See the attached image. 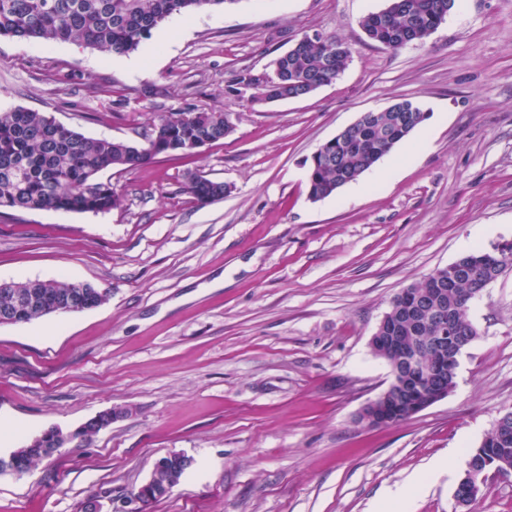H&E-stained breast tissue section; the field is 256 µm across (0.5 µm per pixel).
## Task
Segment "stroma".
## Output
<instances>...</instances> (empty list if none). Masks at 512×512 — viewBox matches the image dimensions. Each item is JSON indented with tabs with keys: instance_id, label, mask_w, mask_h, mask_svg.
<instances>
[{
	"instance_id": "1",
	"label": "stroma",
	"mask_w": 512,
	"mask_h": 512,
	"mask_svg": "<svg viewBox=\"0 0 512 512\" xmlns=\"http://www.w3.org/2000/svg\"><path fill=\"white\" fill-rule=\"evenodd\" d=\"M384 0H238L155 30L131 52L145 70L73 42L0 39V111L24 107L85 136L145 145L150 119L187 108L235 130L194 157L109 172L105 213L0 216V280L63 279L106 304L0 326V414L17 445L126 415L26 474H0V512H102L172 452L191 467L139 512H375L424 481L408 512H454L464 451L512 411V268L477 298V339L448 397L379 429L356 415L390 382L369 339L402 288L475 247L512 242V0H461L424 43H370L360 19ZM317 31L347 43L330 85L256 102L271 60ZM157 84L167 94L140 98ZM402 98L429 114V140L384 184L313 202L308 164L360 113ZM201 171L231 188L200 206ZM472 512H512V474L489 475Z\"/></svg>"
}]
</instances>
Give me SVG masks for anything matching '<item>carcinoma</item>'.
Returning a JSON list of instances; mask_svg holds the SVG:
<instances>
[{
	"mask_svg": "<svg viewBox=\"0 0 512 512\" xmlns=\"http://www.w3.org/2000/svg\"><path fill=\"white\" fill-rule=\"evenodd\" d=\"M237 0H0V37L28 41H76L106 52L129 54L170 17L233 4ZM458 0H385L383 8L360 20L367 38L387 49L397 50L423 42L446 20ZM349 46L334 37L304 34L287 52L272 62L274 77L262 84L254 78L240 83L258 85L255 100L277 102L307 96L335 82L346 68ZM429 113L405 98L386 112L362 113L351 126L320 146L307 171L308 196L319 201L335 195L375 167L401 141L428 119ZM228 116L220 111L171 112L151 123L148 145L124 140L95 139L60 126L50 116L15 108L0 112V208L17 211L62 210L101 213L120 204L112 182L100 175L106 171L144 168L160 156L190 155L197 144L216 143L233 132ZM184 191L207 205L231 192L222 181L201 172L188 174ZM512 267V243L491 250L475 249L460 256L438 273L412 285L415 292L445 289L448 313L455 317L448 345L459 340L472 343L478 332L468 318L471 293ZM22 292L44 307L46 314L61 313L60 301L79 292L83 308L100 305L101 290L89 283L34 280L20 283ZM13 308L17 323L43 318L13 303V296L0 291V309ZM499 458L512 462V424L509 434L490 438ZM55 452L33 439L16 449L8 463L0 457V474L26 473ZM157 489L146 500L167 494L165 485L178 482L192 459L174 452L160 460Z\"/></svg>",
	"mask_w": 512,
	"mask_h": 512,
	"instance_id": "cac0c4a2",
	"label": "carcinoma"
}]
</instances>
